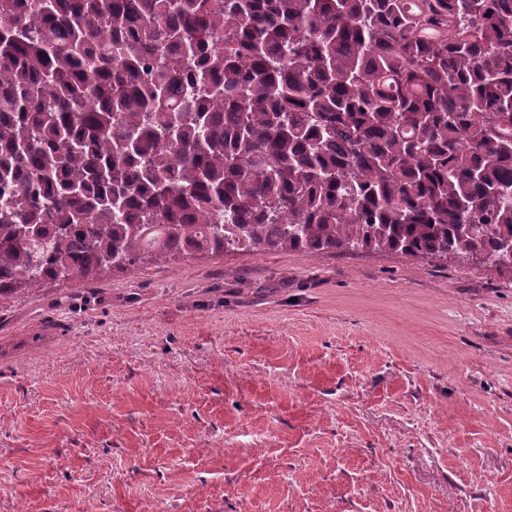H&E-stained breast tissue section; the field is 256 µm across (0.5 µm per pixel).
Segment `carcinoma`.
<instances>
[{
  "mask_svg": "<svg viewBox=\"0 0 512 512\" xmlns=\"http://www.w3.org/2000/svg\"><path fill=\"white\" fill-rule=\"evenodd\" d=\"M510 241L512 0H0V299Z\"/></svg>",
  "mask_w": 512,
  "mask_h": 512,
  "instance_id": "cac0c4a2",
  "label": "carcinoma"
}]
</instances>
